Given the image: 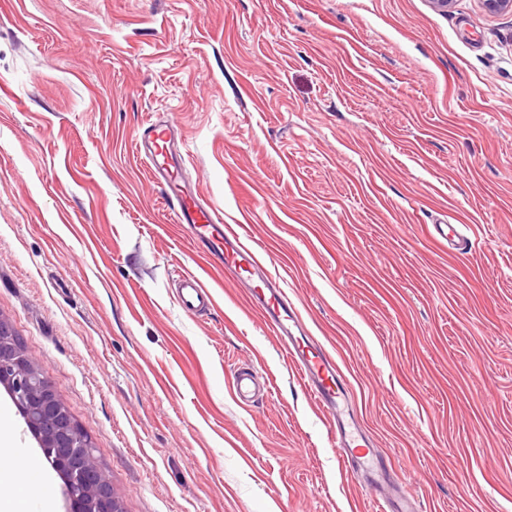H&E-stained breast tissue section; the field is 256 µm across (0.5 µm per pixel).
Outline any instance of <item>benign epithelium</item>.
I'll use <instances>...</instances> for the list:
<instances>
[{
	"label": "benign epithelium",
	"instance_id": "benign-epithelium-1",
	"mask_svg": "<svg viewBox=\"0 0 512 512\" xmlns=\"http://www.w3.org/2000/svg\"><path fill=\"white\" fill-rule=\"evenodd\" d=\"M0 385L64 480L65 512H120L119 498L99 468L91 440L77 428L53 384L0 319Z\"/></svg>",
	"mask_w": 512,
	"mask_h": 512
}]
</instances>
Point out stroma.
<instances>
[{
  "mask_svg": "<svg viewBox=\"0 0 512 512\" xmlns=\"http://www.w3.org/2000/svg\"><path fill=\"white\" fill-rule=\"evenodd\" d=\"M259 249L422 512H512V13L480 0H0V319L122 512H372L245 288L136 145ZM459 225L471 249L435 227ZM203 275L183 309L176 270ZM251 363L269 390L231 395ZM0 426L42 460L0 387ZM0 504L40 512L0 473Z\"/></svg>",
  "mask_w": 512,
  "mask_h": 512,
  "instance_id": "35a3bbf8",
  "label": "stroma"
}]
</instances>
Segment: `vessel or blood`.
Wrapping results in <instances>:
<instances>
[{
    "instance_id": "b4317fda",
    "label": "vessel or blood",
    "mask_w": 512,
    "mask_h": 512,
    "mask_svg": "<svg viewBox=\"0 0 512 512\" xmlns=\"http://www.w3.org/2000/svg\"><path fill=\"white\" fill-rule=\"evenodd\" d=\"M173 120L149 123L141 142L145 159L154 177L164 184V194L172 223L187 229L193 243L205 244L234 279L248 276L258 278L260 288L250 290L248 299L259 310L268 333L276 336L295 366L310 397L330 423L331 434L340 462L345 467L355 465L373 470L372 453H359V440L352 429L354 420L345 419L343 405L349 391L346 377L334 358L308 336L297 309L289 304L277 279L266 274L258 253L246 244L239 232L226 224L221 215L200 196L177 183L168 170L165 144L173 128ZM178 283L182 304L186 309L210 301L211 296L203 278L191 272H181ZM262 384L251 368H238L233 374L232 393L241 403H248Z\"/></svg>"
}]
</instances>
